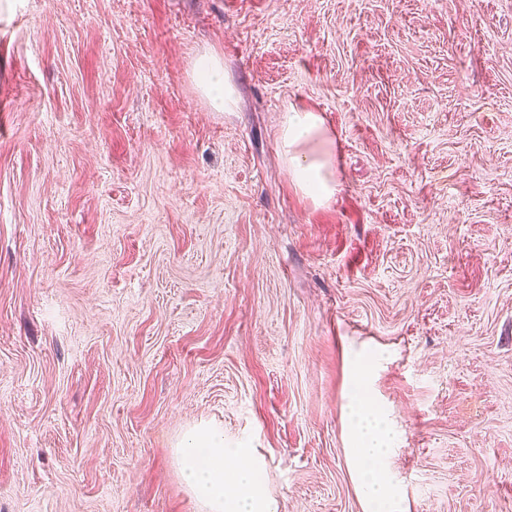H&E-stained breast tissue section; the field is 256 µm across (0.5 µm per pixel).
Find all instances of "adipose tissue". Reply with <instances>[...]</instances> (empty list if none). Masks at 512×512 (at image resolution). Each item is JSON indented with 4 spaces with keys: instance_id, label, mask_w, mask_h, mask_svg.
<instances>
[{
    "instance_id": "ef3b65f1",
    "label": "adipose tissue",
    "mask_w": 512,
    "mask_h": 512,
    "mask_svg": "<svg viewBox=\"0 0 512 512\" xmlns=\"http://www.w3.org/2000/svg\"><path fill=\"white\" fill-rule=\"evenodd\" d=\"M196 86L210 107L230 109L234 90L219 57L206 54L195 68ZM322 118L292 108L281 130V148L300 190L322 202L336 193L334 154ZM346 422L351 457L362 496L374 512H405L400 480L391 469L393 433L383 412L366 396V373L353 366ZM174 454L200 512H274L260 483L261 462L253 449L224 439L223 429L201 425L179 441Z\"/></svg>"
}]
</instances>
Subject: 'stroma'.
Listing matches in <instances>:
<instances>
[{"mask_svg":"<svg viewBox=\"0 0 512 512\" xmlns=\"http://www.w3.org/2000/svg\"><path fill=\"white\" fill-rule=\"evenodd\" d=\"M357 356L408 512H512V0H0V512H199L202 421L365 512ZM196 86L217 112L229 110L235 104L234 90L224 75V64L211 54L201 56L195 68ZM281 130V148L300 190L322 202L336 194L333 143L315 112L291 108Z\"/></svg>","mask_w":512,"mask_h":512,"instance_id":"35a3bbf8","label":"stroma"}]
</instances>
